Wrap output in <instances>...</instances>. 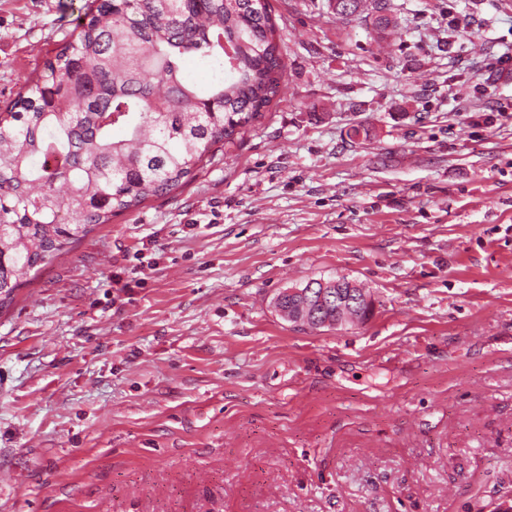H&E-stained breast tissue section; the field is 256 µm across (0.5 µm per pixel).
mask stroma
I'll return each instance as SVG.
<instances>
[{"instance_id": "obj_1", "label": "stroma", "mask_w": 512, "mask_h": 512, "mask_svg": "<svg viewBox=\"0 0 512 512\" xmlns=\"http://www.w3.org/2000/svg\"><path fill=\"white\" fill-rule=\"evenodd\" d=\"M86 2L0 0V110ZM268 3L269 111L0 310V512L512 495V0H389L378 42L331 0ZM338 276L372 292L365 323L275 310Z\"/></svg>"}]
</instances>
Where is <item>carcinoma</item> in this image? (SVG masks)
Listing matches in <instances>:
<instances>
[{
    "mask_svg": "<svg viewBox=\"0 0 512 512\" xmlns=\"http://www.w3.org/2000/svg\"><path fill=\"white\" fill-rule=\"evenodd\" d=\"M363 0H335L336 17ZM373 30L386 32L387 0ZM79 31L0 112V309L98 224L173 193L278 97L268 0H90ZM223 69L194 80L186 60Z\"/></svg>",
    "mask_w": 512,
    "mask_h": 512,
    "instance_id": "1",
    "label": "carcinoma"
}]
</instances>
